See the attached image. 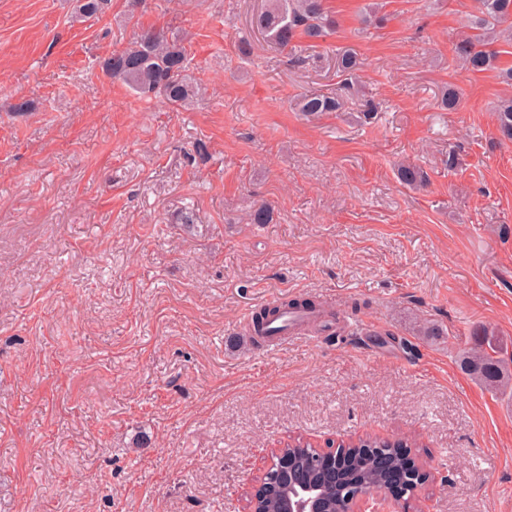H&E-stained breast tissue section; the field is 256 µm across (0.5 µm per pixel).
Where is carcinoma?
I'll return each instance as SVG.
<instances>
[{
    "label": "carcinoma",
    "mask_w": 512,
    "mask_h": 512,
    "mask_svg": "<svg viewBox=\"0 0 512 512\" xmlns=\"http://www.w3.org/2000/svg\"><path fill=\"white\" fill-rule=\"evenodd\" d=\"M474 14L470 21V33L455 46V53L463 65L473 72L497 68L499 52L487 50L485 46L502 42L512 44V0H473ZM112 8V0H76L74 19L87 21L99 19ZM336 22L325 10L323 0H265V6L253 15L251 28L265 34L275 44L297 51L293 40L302 36L317 47L335 32ZM337 71L345 80L358 77L360 61L357 54L346 49L336 54ZM102 68L114 79L126 84L131 90L145 98H159L176 109H186L199 101L203 95L202 84L187 75L189 58L186 47L177 36L169 37L164 32L147 31L130 42L125 48L114 51L102 62ZM344 106L343 98L336 95L306 94L296 103V109L306 115L324 112H339ZM497 129L500 136L512 141V97L499 101L495 109ZM397 175L406 186H420L426 181L424 171L417 165H400ZM283 308L316 310L309 299H293L279 305L264 308L252 317V325L259 335H265L266 324ZM495 335L488 329L477 334L475 346L464 350L459 356V366L466 374L489 389L502 394L512 393V366L497 356ZM387 454L392 466L407 474L410 466L407 448L413 441L408 438L360 439L358 445L346 452L335 464L329 459H320L319 468L304 470L308 456L305 444L300 440L288 446V464L278 483L266 493V512H279L283 493L298 476L310 483H318L326 470L336 469V484L325 489L330 507L356 486L381 485L387 476L375 465L376 453L369 445Z\"/></svg>",
    "instance_id": "carcinoma-1"
}]
</instances>
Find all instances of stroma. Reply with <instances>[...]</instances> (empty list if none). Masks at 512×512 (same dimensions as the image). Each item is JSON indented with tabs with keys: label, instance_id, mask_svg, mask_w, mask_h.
Listing matches in <instances>:
<instances>
[{
	"label": "stroma",
	"instance_id": "1",
	"mask_svg": "<svg viewBox=\"0 0 512 512\" xmlns=\"http://www.w3.org/2000/svg\"><path fill=\"white\" fill-rule=\"evenodd\" d=\"M370 2L324 0L298 61L250 32L264 0H0V512H246L271 449L398 434L435 478L391 512H512V397L459 366L484 326L512 359L505 86L453 55L471 0ZM147 30L183 39L192 109L103 72ZM345 49L344 111L297 112ZM285 297L327 325L246 345ZM111 8L112 0H76L74 19L76 21L99 19L105 16ZM497 129L504 140L512 141V97L499 101L495 109ZM283 308H302L309 310H316V305L313 301L309 299H292L291 301L282 302L280 305L264 308L257 312L252 317V325L256 328L257 332L260 336H265V326L266 324L274 318L281 309Z\"/></svg>",
	"mask_w": 512,
	"mask_h": 512
}]
</instances>
